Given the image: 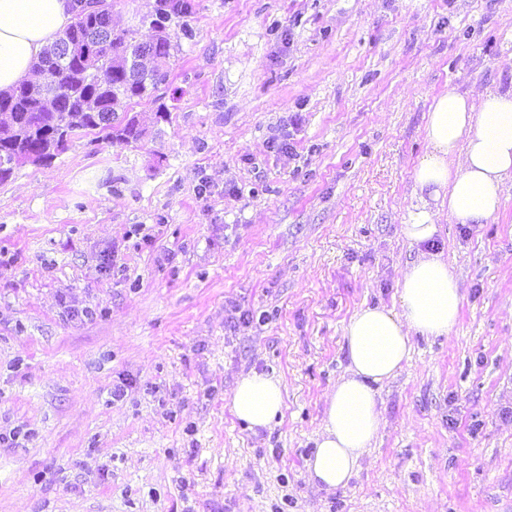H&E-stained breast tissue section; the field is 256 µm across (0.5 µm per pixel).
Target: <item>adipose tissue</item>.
I'll list each match as a JSON object with an SVG mask.
<instances>
[{
    "instance_id": "1",
    "label": "adipose tissue",
    "mask_w": 512,
    "mask_h": 512,
    "mask_svg": "<svg viewBox=\"0 0 512 512\" xmlns=\"http://www.w3.org/2000/svg\"><path fill=\"white\" fill-rule=\"evenodd\" d=\"M72 7V0H0V91L30 78L33 63L72 22ZM425 138L429 151L414 171L421 204L401 227L413 245L438 234L440 213L458 224H483L499 212L512 181V90L491 91L475 102L448 89L429 108ZM459 150L464 160L456 165L451 158ZM399 298L400 312L365 306L344 327L347 371L328 397L322 430L305 460L314 485H347L380 429L378 386L398 375L412 335L449 334L462 306L456 276L431 252L406 266ZM283 406L280 381L256 373L243 376L230 397L233 414L253 432L271 428Z\"/></svg>"
}]
</instances>
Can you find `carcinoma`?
<instances>
[{"label":"carcinoma","mask_w":512,"mask_h":512,"mask_svg":"<svg viewBox=\"0 0 512 512\" xmlns=\"http://www.w3.org/2000/svg\"><path fill=\"white\" fill-rule=\"evenodd\" d=\"M108 0H77L73 22L34 66L40 76L0 93V183L20 169L18 157L33 154L49 162L69 143L99 133L127 145L144 129L128 105L167 83V64L176 45L167 27L190 14L188 0H156L142 16L156 34L137 42L133 32L112 27Z\"/></svg>","instance_id":"cac0c4a2"}]
</instances>
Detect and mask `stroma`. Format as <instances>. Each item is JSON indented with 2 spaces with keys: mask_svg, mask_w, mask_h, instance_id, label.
<instances>
[{
  "mask_svg": "<svg viewBox=\"0 0 512 512\" xmlns=\"http://www.w3.org/2000/svg\"><path fill=\"white\" fill-rule=\"evenodd\" d=\"M155 0L112 25L153 35ZM139 143H70L0 184V512H512V184L440 215L463 295L377 392L347 487L305 460L343 326L399 310L426 114L512 87V0H191ZM250 372L283 415L230 409ZM123 397H113L115 387ZM284 393L280 381L261 374L243 376L230 397L235 417L253 432L269 429L282 415Z\"/></svg>",
  "mask_w": 512,
  "mask_h": 512,
  "instance_id": "1",
  "label": "stroma"
}]
</instances>
